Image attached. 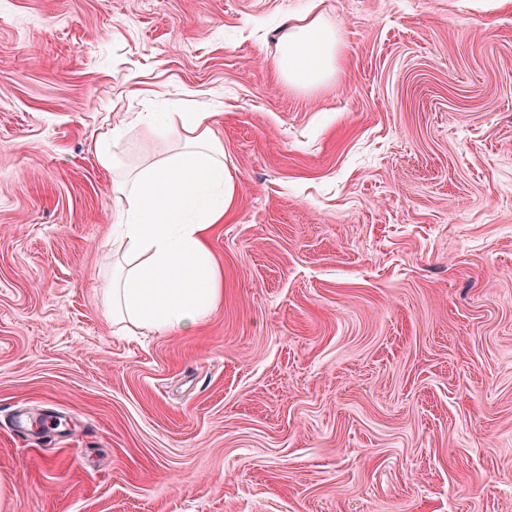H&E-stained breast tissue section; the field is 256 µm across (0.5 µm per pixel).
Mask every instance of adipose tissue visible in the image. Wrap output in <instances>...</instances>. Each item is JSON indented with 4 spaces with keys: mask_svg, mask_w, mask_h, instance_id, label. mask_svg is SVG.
<instances>
[{
    "mask_svg": "<svg viewBox=\"0 0 512 512\" xmlns=\"http://www.w3.org/2000/svg\"><path fill=\"white\" fill-rule=\"evenodd\" d=\"M341 43L321 16L297 17L279 39L275 67L290 84L317 86L335 72ZM212 117L205 103L193 102L168 130L182 150L150 161L133 163L119 152L127 137L122 123L94 143L113 177L112 232L124 251L111 280L113 323L152 334L186 331L218 299L209 234L230 207L235 183Z\"/></svg>",
    "mask_w": 512,
    "mask_h": 512,
    "instance_id": "ef3b65f1",
    "label": "adipose tissue"
}]
</instances>
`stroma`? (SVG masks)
I'll list each match as a JSON object with an SVG mask.
<instances>
[{
  "label": "stroma",
  "instance_id": "35a3bbf8",
  "mask_svg": "<svg viewBox=\"0 0 512 512\" xmlns=\"http://www.w3.org/2000/svg\"><path fill=\"white\" fill-rule=\"evenodd\" d=\"M187 94L221 294L144 336L93 144L174 149L134 118ZM0 512H512V0H0ZM341 43L321 15L297 17L279 39L275 67L290 84L315 87L335 72Z\"/></svg>",
  "mask_w": 512,
  "mask_h": 512
}]
</instances>
